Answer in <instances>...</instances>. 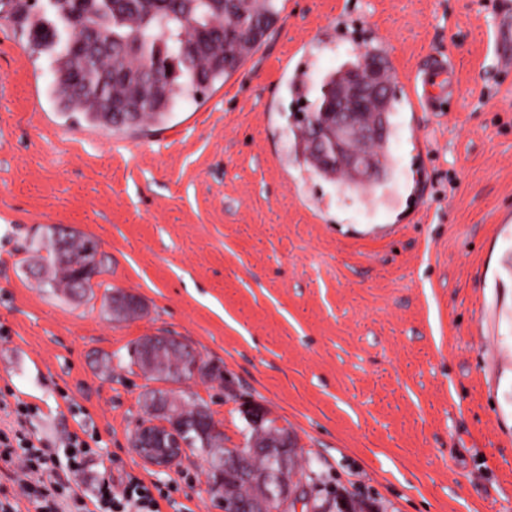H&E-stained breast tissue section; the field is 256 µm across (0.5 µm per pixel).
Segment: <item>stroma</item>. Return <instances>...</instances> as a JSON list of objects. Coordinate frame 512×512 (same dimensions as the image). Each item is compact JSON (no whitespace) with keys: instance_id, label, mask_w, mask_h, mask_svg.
Returning a JSON list of instances; mask_svg holds the SVG:
<instances>
[{"instance_id":"stroma-1","label":"stroma","mask_w":512,"mask_h":512,"mask_svg":"<svg viewBox=\"0 0 512 512\" xmlns=\"http://www.w3.org/2000/svg\"><path fill=\"white\" fill-rule=\"evenodd\" d=\"M0 0V399L63 453L94 433L81 488L126 472L173 486L161 512H215L186 450L159 473L130 443L153 382L127 351L177 336L224 382L188 388L245 446L243 410L288 429L295 480L324 512H512V69L495 50L499 0H285L272 33L224 84L162 126L108 132L48 94ZM390 43L391 177L360 196L291 147L299 106L353 52ZM447 56V111L414 112L402 85ZM50 225L99 240L103 283L137 295L115 319L102 289L44 293L23 264Z\"/></svg>"}]
</instances>
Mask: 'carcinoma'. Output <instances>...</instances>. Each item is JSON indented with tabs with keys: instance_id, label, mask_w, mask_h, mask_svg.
<instances>
[{
	"instance_id": "carcinoma-1",
	"label": "carcinoma",
	"mask_w": 512,
	"mask_h": 512,
	"mask_svg": "<svg viewBox=\"0 0 512 512\" xmlns=\"http://www.w3.org/2000/svg\"><path fill=\"white\" fill-rule=\"evenodd\" d=\"M62 23L64 34L50 30L48 21L30 20L29 44L33 50L53 53L50 95L60 108L92 127L115 132L143 130L163 124L189 97L224 83L267 36L280 14L277 0H48ZM383 96L364 107V118L374 121L381 113L390 119ZM322 121V106L306 112L293 130L294 150L304 166L329 183L347 189L374 192L391 169L386 142L354 144L366 155L373 174L359 177L325 160L311 140L314 124ZM47 229L46 242L29 251L37 254L40 267L67 262L84 263L89 236L72 235L59 242ZM179 349L166 348L154 371L170 372L183 366ZM197 405L185 399L181 414L188 426L186 438L199 454L204 440L196 428ZM283 449L287 465L263 453L252 458L258 474L271 469L280 480L291 481L303 469L291 442L273 439Z\"/></svg>"
}]
</instances>
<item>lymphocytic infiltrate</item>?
I'll return each instance as SVG.
<instances>
[{"mask_svg":"<svg viewBox=\"0 0 512 512\" xmlns=\"http://www.w3.org/2000/svg\"><path fill=\"white\" fill-rule=\"evenodd\" d=\"M16 426L0 430V462L18 464V487L34 512H65V502H72L76 512H161V501L171 498L170 488L148 483L132 474L117 478L104 472L96 480L93 502H85L78 490L65 486L60 469L83 473L93 450L78 434L67 436L65 458H58L38 446L25 431L23 423L30 413L27 404L16 403L12 410Z\"/></svg>","mask_w":512,"mask_h":512,"instance_id":"lymphocytic-infiltrate-1","label":"lymphocytic infiltrate"}]
</instances>
